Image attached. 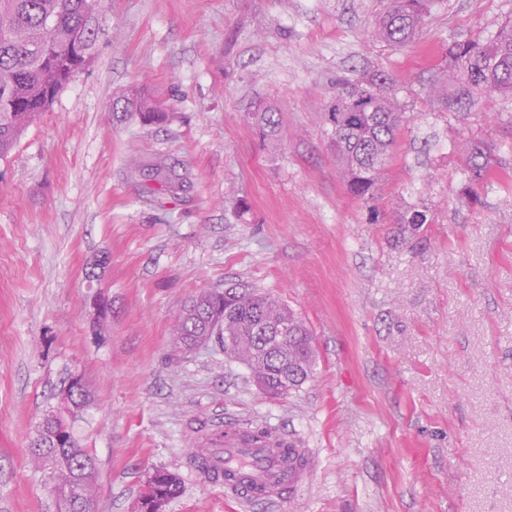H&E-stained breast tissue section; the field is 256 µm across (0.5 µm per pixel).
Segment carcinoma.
<instances>
[{"label": "carcinoma", "instance_id": "1", "mask_svg": "<svg viewBox=\"0 0 512 512\" xmlns=\"http://www.w3.org/2000/svg\"><path fill=\"white\" fill-rule=\"evenodd\" d=\"M106 0H0V156L16 145L25 130L47 111L70 79L92 58L98 28L89 13L105 9ZM437 0H391L388 14L377 27V36L390 45L402 47L414 39L426 15ZM512 93V21L495 34L456 41L448 48V64L429 81L432 104L448 111L465 112L478 99L493 93ZM137 112L149 124L161 123L167 114L143 98ZM245 119L270 144L276 143L278 112L259 106L245 113ZM405 115L383 94L381 77L365 81L336 83L321 123L336 153L348 192L368 201L387 165L395 145V131ZM154 181L174 195L180 188L171 169L162 161L152 165ZM467 181L484 184L490 166L484 142L471 144ZM291 327L292 339L277 345L284 362L277 364L264 352L241 346L246 336L262 335V323ZM173 352H187L201 342H216L224 354L251 369L254 378H264L276 389L288 377L292 366L302 382L313 376L315 354L312 337L293 311L271 297L255 291H205L192 298L176 318ZM61 489L82 487L91 498L97 489L93 456L70 439L68 448H42ZM182 492L179 475L166 471V479L154 493L167 501Z\"/></svg>", "mask_w": 512, "mask_h": 512}]
</instances>
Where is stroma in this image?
Masks as SVG:
<instances>
[{"label":"stroma","instance_id":"obj_1","mask_svg":"<svg viewBox=\"0 0 512 512\" xmlns=\"http://www.w3.org/2000/svg\"><path fill=\"white\" fill-rule=\"evenodd\" d=\"M389 4L109 0L89 64L0 157V512H59L29 441L75 373L95 512H133L156 469L182 481L165 512H512V96L459 117L426 96L449 46L494 34L512 0H439L401 48L376 36ZM376 75L406 119L364 202L320 114L337 80ZM134 87L164 122L114 112ZM257 103L278 111V148L244 120ZM477 138L493 177L473 192ZM158 157L177 196L130 168ZM414 207L427 223L401 225ZM228 288L310 330L316 370L287 398L214 344L172 355L185 301ZM227 420L296 439L310 481L228 497L190 462Z\"/></svg>","mask_w":512,"mask_h":512}]
</instances>
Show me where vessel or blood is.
Returning <instances> with one entry per match:
<instances>
[{
  "label": "vessel or blood",
  "mask_w": 512,
  "mask_h": 512,
  "mask_svg": "<svg viewBox=\"0 0 512 512\" xmlns=\"http://www.w3.org/2000/svg\"><path fill=\"white\" fill-rule=\"evenodd\" d=\"M278 443V437H250L228 426L223 443L212 446L210 456L224 471L246 478L252 499L270 502L279 499L285 489L299 487L311 477L305 450L297 449L294 462L287 469L275 452Z\"/></svg>",
  "instance_id": "1"
}]
</instances>
